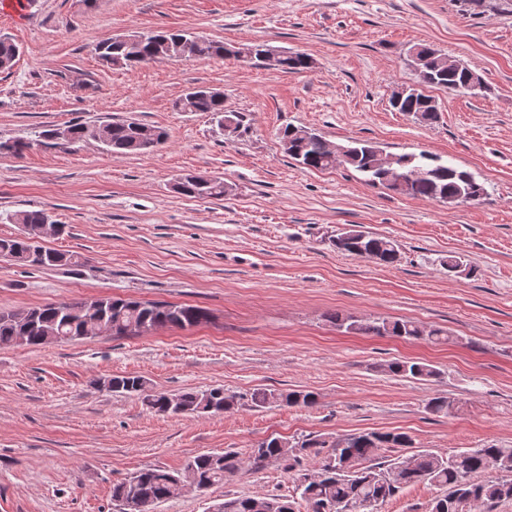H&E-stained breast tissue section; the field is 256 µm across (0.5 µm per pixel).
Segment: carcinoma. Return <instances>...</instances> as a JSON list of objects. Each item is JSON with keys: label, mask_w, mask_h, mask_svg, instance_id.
Segmentation results:
<instances>
[{"label": "carcinoma", "mask_w": 512, "mask_h": 512, "mask_svg": "<svg viewBox=\"0 0 512 512\" xmlns=\"http://www.w3.org/2000/svg\"><path fill=\"white\" fill-rule=\"evenodd\" d=\"M421 62L412 66L422 78L424 86L454 92L469 90L468 82L473 73L468 67H451L448 56L432 46L421 43ZM248 51L249 61L264 65L263 55L267 45L234 46L201 36L189 29H160L139 36L133 42L108 39L95 48L98 56L115 67L147 63L168 58L192 61L204 58H238ZM20 55L19 46L9 37L0 36V72L10 71ZM310 56L294 53L285 57L277 68L284 73H298L309 69ZM178 112H205L224 126V118L232 120L228 133L235 134L244 127L241 113L226 108L224 98L211 89L198 87L180 95L174 101ZM399 112H412L427 124L438 118L434 98L418 88H410L401 100L393 105ZM69 134L68 144L93 138L94 131L83 124L64 126ZM56 129L40 133L34 142L25 139L0 140V154L21 156L38 143L53 147ZM164 144L168 132L135 119L105 123V138L101 144L116 155L137 154L150 149L148 139ZM326 139L317 133L307 134L302 127L287 126L281 132V146L288 158L299 165L316 171L336 168L333 155L327 150ZM345 167L363 176L370 185H382L402 195L438 201L450 207L477 201L485 190L472 173L457 167L442 157L427 152L393 155L390 166L380 165L384 151L369 140H351ZM408 169L419 170V176L400 180ZM175 192L198 199L221 200L224 198V180L199 181L188 174L175 185ZM20 226V232L0 238V254L10 256V263L28 267L78 266L77 257L49 249L34 241L39 229L50 223L49 215L40 211H26L11 217ZM336 250L355 256L372 255L384 266L400 261L401 246L393 238L368 231L348 229L336 234L332 240ZM209 320V312L196 305L143 302L134 299L100 297L92 300L55 302L36 306L22 312L0 310V347L13 346L19 337L25 343L39 346L48 342H69L97 335L104 331L112 336H125L135 325H156L186 328L198 326ZM334 323L340 329L372 336L399 338H426L439 343L449 340L442 331H425L410 320H359L350 315L335 314ZM395 376L428 381L439 376L430 365L395 360L387 364ZM116 393L137 394L143 397L146 407L159 414H222L238 403L237 396L222 388L189 390L176 395L178 403L170 405L168 394L149 393L145 380L136 375H119L111 378ZM255 408L273 406H312L314 393L303 390L282 391L259 388L250 396ZM411 446L408 436L401 432H366L353 434L331 443L321 435L305 436L297 441L283 443L278 437L262 441L250 455L252 466L270 461H286L288 469L295 472L296 490L313 512H374L378 506L395 496L407 486L428 481L442 489L444 495L433 502L431 512H475L483 507L493 512L497 504L512 500V448L490 445L471 448L448 456L432 452L417 453L405 461L384 464L378 461L383 448ZM331 451L322 454V449ZM321 457L318 477L308 479L309 471L296 469L308 456ZM241 467V458L235 452H208L188 460L180 472L161 467L144 468L132 477L112 485V500L121 504L129 501L135 491L157 504L181 492L179 484L195 481L208 489L224 483ZM220 512H294L289 500L280 497L239 495L226 497L220 503Z\"/></svg>", "instance_id": "cac0c4a2"}]
</instances>
